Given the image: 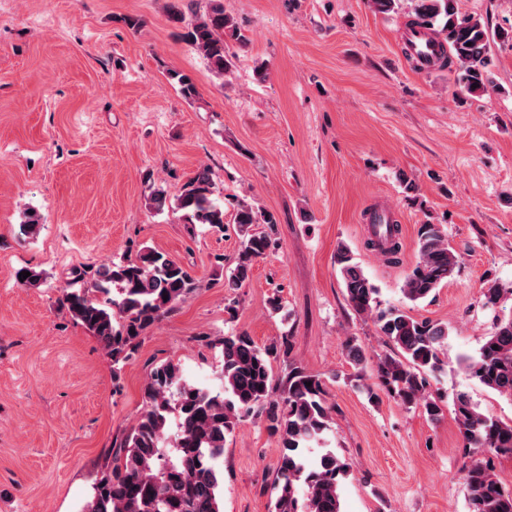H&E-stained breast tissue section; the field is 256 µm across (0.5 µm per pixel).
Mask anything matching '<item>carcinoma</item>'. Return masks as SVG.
I'll return each instance as SVG.
<instances>
[{
  "mask_svg": "<svg viewBox=\"0 0 512 512\" xmlns=\"http://www.w3.org/2000/svg\"><path fill=\"white\" fill-rule=\"evenodd\" d=\"M412 2L413 24L434 32L440 51H448L444 65L455 73L458 85L470 93L486 91L492 64L488 22L459 15L455 0ZM186 37L219 79L231 67L228 41L246 43V36L219 4L194 17ZM215 192L210 168L201 166L184 185L176 208L184 212L188 224L221 231L224 205ZM233 223L241 250L227 285L239 288L251 279L254 263L274 245L278 221L273 213L242 201ZM258 224L266 228L259 231ZM398 235V225L379 224L375 244L396 254L401 249ZM417 253L403 286L404 297L411 302L428 298L459 263L438 224L420 225ZM335 262L350 308L373 319L379 334L393 347L391 353L371 357L354 340L346 341L351 363L360 374L375 379V385L367 386L369 397L376 396L377 386L403 405L438 419L441 407L428 392L427 376L440 370L439 346L448 326L418 320L398 308L376 310L378 288L348 246H338ZM75 283L79 287L65 290L60 304L99 340L112 358L116 380L120 365L138 348L145 331L199 287L181 263L148 246L133 258L77 274ZM509 295L512 288L505 290L493 282L485 290V304L494 307ZM220 345L222 385L217 391L189 381L180 365L171 361L150 372L144 411L95 480L79 512H223L225 436L233 432L241 415L255 410L265 416L267 429L279 437L281 445L272 512H342L339 478L348 472L349 464L331 449L313 463L305 456L306 449L325 443L330 430L325 382L294 366L274 398L271 359L289 354L288 337L261 347L242 332L222 338ZM464 368L483 386L512 399V314L496 318L477 355L464 359ZM453 407L469 447L512 457V424L483 414L465 392L454 396ZM463 480L469 512H512V490L500 486L492 460H471L463 467Z\"/></svg>",
  "mask_w": 512,
  "mask_h": 512,
  "instance_id": "carcinoma-1",
  "label": "carcinoma"
}]
</instances>
